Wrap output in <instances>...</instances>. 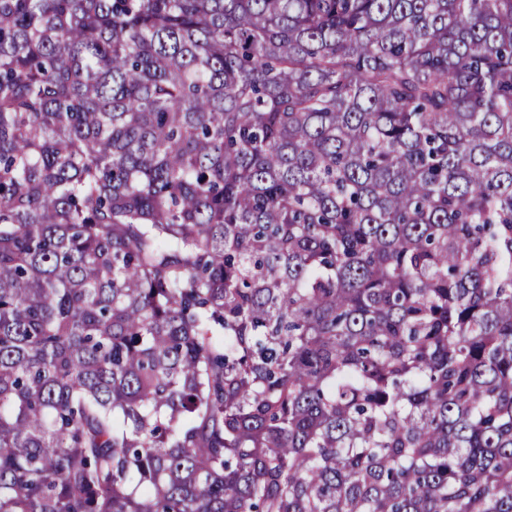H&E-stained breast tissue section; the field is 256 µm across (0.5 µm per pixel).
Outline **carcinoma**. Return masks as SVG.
I'll return each mask as SVG.
<instances>
[{
  "label": "carcinoma",
  "instance_id": "cac0c4a2",
  "mask_svg": "<svg viewBox=\"0 0 512 512\" xmlns=\"http://www.w3.org/2000/svg\"><path fill=\"white\" fill-rule=\"evenodd\" d=\"M0 512H512V0H0Z\"/></svg>",
  "mask_w": 512,
  "mask_h": 512
}]
</instances>
